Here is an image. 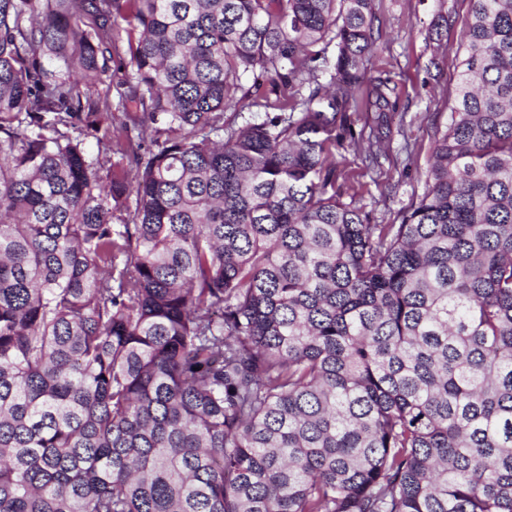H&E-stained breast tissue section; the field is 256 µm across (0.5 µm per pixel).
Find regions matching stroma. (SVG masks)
Returning a JSON list of instances; mask_svg holds the SVG:
<instances>
[{
    "mask_svg": "<svg viewBox=\"0 0 512 512\" xmlns=\"http://www.w3.org/2000/svg\"><path fill=\"white\" fill-rule=\"evenodd\" d=\"M382 37L368 61L371 75L391 78L401 105L384 146L390 163L371 170L359 154L343 152L338 183L371 214L375 224L392 223L424 191L436 125L448 119V98L462 58L459 28L445 39L428 31L439 9L465 17L469 0H375Z\"/></svg>",
    "mask_w": 512,
    "mask_h": 512,
    "instance_id": "stroma-1",
    "label": "stroma"
}]
</instances>
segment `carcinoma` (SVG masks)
<instances>
[{
    "label": "carcinoma",
    "mask_w": 512,
    "mask_h": 512,
    "mask_svg": "<svg viewBox=\"0 0 512 512\" xmlns=\"http://www.w3.org/2000/svg\"><path fill=\"white\" fill-rule=\"evenodd\" d=\"M470 3L373 224L375 0H0V512H512V0ZM108 58L107 61V76L103 77V81L97 85L98 95L101 98L108 97L112 104L117 102V89L125 78V74L127 73V68L125 69L120 63L116 54L112 55V47L110 49V54L106 53Z\"/></svg>",
    "instance_id": "1"
}]
</instances>
